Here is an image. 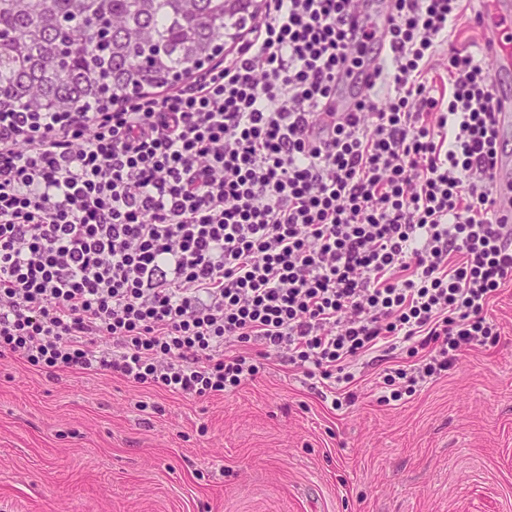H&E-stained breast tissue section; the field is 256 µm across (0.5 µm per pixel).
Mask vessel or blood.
Returning <instances> with one entry per match:
<instances>
[{
    "label": "vessel or blood",
    "mask_w": 512,
    "mask_h": 512,
    "mask_svg": "<svg viewBox=\"0 0 512 512\" xmlns=\"http://www.w3.org/2000/svg\"><path fill=\"white\" fill-rule=\"evenodd\" d=\"M484 50L496 74L490 105L497 117L499 138L510 146L499 155L490 175L499 214L512 223V92L502 82L503 75L512 72V31L492 27Z\"/></svg>",
    "instance_id": "b4317fda"
}]
</instances>
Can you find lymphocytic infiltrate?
I'll use <instances>...</instances> for the list:
<instances>
[{
    "mask_svg": "<svg viewBox=\"0 0 512 512\" xmlns=\"http://www.w3.org/2000/svg\"><path fill=\"white\" fill-rule=\"evenodd\" d=\"M265 0L209 68L107 112H0V356L185 398L302 370L332 408L495 344L512 224L465 0ZM366 72L356 111L336 77ZM490 175L500 217L512 224V151L508 149L499 155Z\"/></svg>",
    "mask_w": 512,
    "mask_h": 512,
    "instance_id": "f902f5d3",
    "label": "lymphocytic infiltrate"
}]
</instances>
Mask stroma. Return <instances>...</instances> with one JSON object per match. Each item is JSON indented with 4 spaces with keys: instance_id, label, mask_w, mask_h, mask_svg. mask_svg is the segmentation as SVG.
<instances>
[{
    "instance_id": "35a3bbf8",
    "label": "stroma",
    "mask_w": 512,
    "mask_h": 512,
    "mask_svg": "<svg viewBox=\"0 0 512 512\" xmlns=\"http://www.w3.org/2000/svg\"><path fill=\"white\" fill-rule=\"evenodd\" d=\"M492 313L390 406L370 367L333 410L278 364L199 400L0 359V512H512V285Z\"/></svg>"
}]
</instances>
